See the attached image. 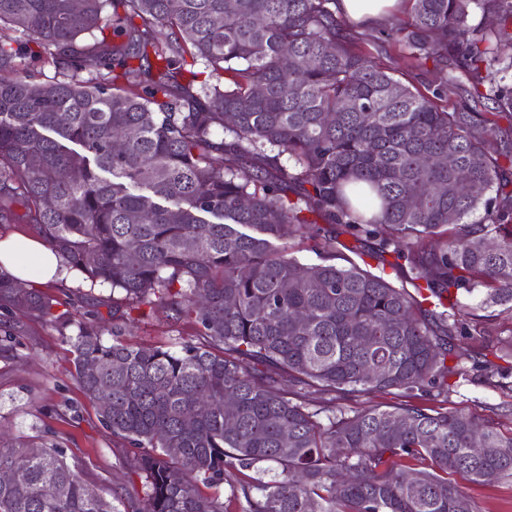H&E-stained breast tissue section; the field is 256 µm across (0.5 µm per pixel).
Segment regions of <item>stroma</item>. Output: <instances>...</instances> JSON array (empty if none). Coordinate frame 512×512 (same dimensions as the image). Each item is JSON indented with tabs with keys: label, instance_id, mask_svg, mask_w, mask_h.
I'll list each match as a JSON object with an SVG mask.
<instances>
[{
	"label": "stroma",
	"instance_id": "stroma-1",
	"mask_svg": "<svg viewBox=\"0 0 512 512\" xmlns=\"http://www.w3.org/2000/svg\"><path fill=\"white\" fill-rule=\"evenodd\" d=\"M362 46L376 61L419 89L435 84L432 66H416L398 46L386 39L383 27H364ZM58 313H69L73 322L91 323L96 316L112 312V290L89 288L74 272L65 281L40 285ZM12 334L17 356L0 357V426L21 436H37L60 442L69 463L78 465L95 491L106 501L134 500L142 495L143 480L125 465L126 450L104 429L95 404L77 388L71 374L69 346L58 327L45 320L15 317L0 311V336ZM189 324L169 321L163 311L130 324L129 343L170 346L193 340ZM512 342V303L497 306L494 319L484 322L480 332L468 339L478 352ZM411 404L462 410L481 420L495 422L502 431L512 430V389L481 378L479 370L468 379L451 382L443 393L419 394ZM459 485L478 512H512V477Z\"/></svg>",
	"mask_w": 512,
	"mask_h": 512
}]
</instances>
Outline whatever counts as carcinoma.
Wrapping results in <instances>:
<instances>
[{
  "instance_id": "obj_1",
  "label": "carcinoma",
  "mask_w": 512,
  "mask_h": 512,
  "mask_svg": "<svg viewBox=\"0 0 512 512\" xmlns=\"http://www.w3.org/2000/svg\"><path fill=\"white\" fill-rule=\"evenodd\" d=\"M336 2L0 0V221L21 204L66 270L123 294L66 341L81 392L111 387L99 421L144 478L120 510L58 444L0 427V468L22 473L0 512H224L202 488L231 469L259 474L230 485L242 512H476L455 477L512 476V431L464 411L305 400L443 388L475 358L454 342L471 335L459 291L512 301V0H406L388 37L433 63L426 93L360 49ZM24 56L59 78L20 74ZM450 90L485 111H449ZM405 263L412 292L386 278ZM53 307L0 273V309L69 327ZM157 307L196 341L128 343Z\"/></svg>"
}]
</instances>
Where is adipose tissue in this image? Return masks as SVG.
Listing matches in <instances>:
<instances>
[{"label": "adipose tissue", "mask_w": 512, "mask_h": 512, "mask_svg": "<svg viewBox=\"0 0 512 512\" xmlns=\"http://www.w3.org/2000/svg\"><path fill=\"white\" fill-rule=\"evenodd\" d=\"M0 272L21 283H46L62 275L55 253L41 239L23 234L0 238Z\"/></svg>", "instance_id": "obj_1"}]
</instances>
